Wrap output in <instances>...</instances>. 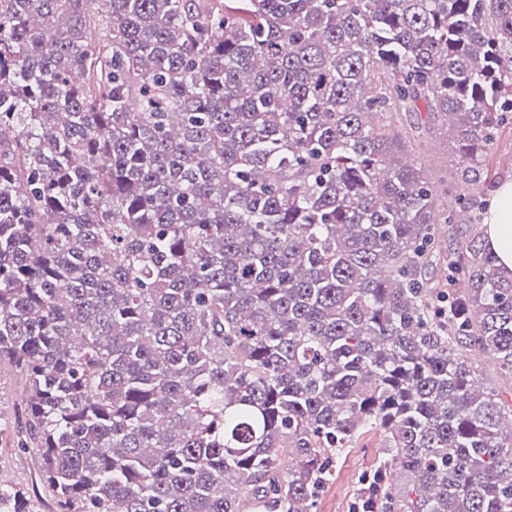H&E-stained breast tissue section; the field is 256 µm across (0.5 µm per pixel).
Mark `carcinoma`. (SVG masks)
I'll use <instances>...</instances> for the list:
<instances>
[{
	"instance_id": "obj_1",
	"label": "carcinoma",
	"mask_w": 512,
	"mask_h": 512,
	"mask_svg": "<svg viewBox=\"0 0 512 512\" xmlns=\"http://www.w3.org/2000/svg\"><path fill=\"white\" fill-rule=\"evenodd\" d=\"M100 2L0 0V362L58 512H313L371 430L388 512H512L470 357L512 378V279L408 154L443 121L465 180L512 123V0Z\"/></svg>"
}]
</instances>
